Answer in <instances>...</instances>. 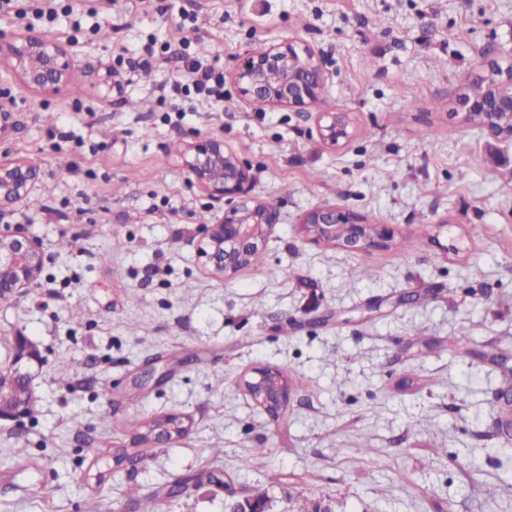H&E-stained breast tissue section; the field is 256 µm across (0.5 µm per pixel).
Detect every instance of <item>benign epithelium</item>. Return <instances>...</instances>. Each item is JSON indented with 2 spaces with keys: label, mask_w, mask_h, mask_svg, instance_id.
Masks as SVG:
<instances>
[{
  "label": "benign epithelium",
  "mask_w": 512,
  "mask_h": 512,
  "mask_svg": "<svg viewBox=\"0 0 512 512\" xmlns=\"http://www.w3.org/2000/svg\"><path fill=\"white\" fill-rule=\"evenodd\" d=\"M69 49L45 39L33 28L9 38H0V65L10 68L20 88L28 91H58L73 77ZM241 95L259 106L304 111L324 85L321 60L307 47L291 43L270 46L257 55L240 56L232 73ZM486 93L462 100V121L495 140H512V66L489 71ZM14 100L0 96V135L12 128ZM347 112H322L316 122L322 143L336 145L351 136ZM184 164L201 188L214 198L227 199L233 206L224 210L217 224L203 228L199 254L211 274L230 278L246 267L252 253L261 249L278 223L276 208L253 194L254 176L248 165L224 147V141L203 138L190 143L182 153ZM37 177L36 167L20 159L0 160V208L20 201ZM303 229L309 240L339 245L351 252H366L387 246L392 233L384 224H365L341 207H320L307 214ZM44 268L38 244L17 227L0 233V297L21 294L34 287ZM36 359L23 335L14 337L13 369L0 375V419L21 412L11 402L16 385L27 383L24 363ZM245 393L272 416L288 405L289 389L276 368L263 367L242 380Z\"/></svg>",
  "instance_id": "obj_1"
}]
</instances>
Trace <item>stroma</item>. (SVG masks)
I'll return each mask as SVG.
<instances>
[{
    "mask_svg": "<svg viewBox=\"0 0 512 512\" xmlns=\"http://www.w3.org/2000/svg\"><path fill=\"white\" fill-rule=\"evenodd\" d=\"M168 2L0 14V36L32 26L71 45L81 88L21 92L0 68L16 110L0 158L38 168L0 230L22 226L45 256L38 286L0 301V369L15 333L37 352L32 412L0 420V512H85L93 498L140 512L133 484L158 494V512H227L257 485L270 512L298 499L330 512H512V439L495 414L512 374L435 348L453 333L487 357L512 343V140L461 122L463 95L512 50V0H182L185 19ZM283 42L322 61L308 111L253 105L229 76L243 52ZM149 44L176 69L203 56L225 76L223 102L171 97L168 71L134 65ZM99 61L121 74V94L103 95L89 71ZM330 110L353 125L336 147L315 129ZM198 137L245 160L254 194L279 212L259 269L224 279L197 258L202 226L225 208L180 158ZM324 206L387 225L393 244L308 242L302 222ZM402 294L413 302L397 304ZM263 366L291 374L276 422L239 386ZM171 413L188 417L186 436L107 468L131 422ZM438 438L446 454L423 464ZM18 443L24 470L4 463ZM215 470L223 484L207 481ZM501 481L509 490L485 501L484 483Z\"/></svg>",
    "mask_w": 512,
    "mask_h": 512,
    "instance_id": "1",
    "label": "stroma"
}]
</instances>
